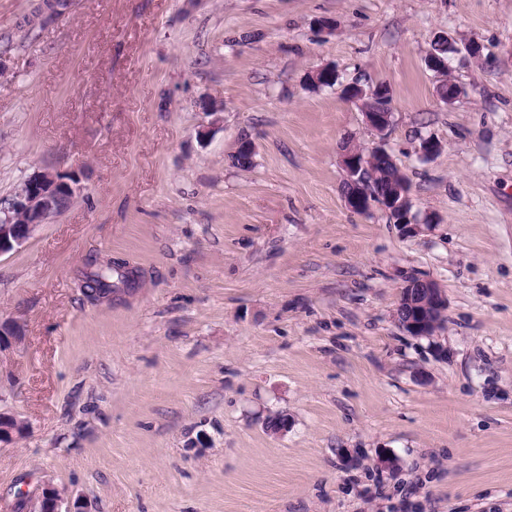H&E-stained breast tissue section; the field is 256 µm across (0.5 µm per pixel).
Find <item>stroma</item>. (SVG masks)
Masks as SVG:
<instances>
[{
  "label": "stroma",
  "mask_w": 512,
  "mask_h": 512,
  "mask_svg": "<svg viewBox=\"0 0 512 512\" xmlns=\"http://www.w3.org/2000/svg\"><path fill=\"white\" fill-rule=\"evenodd\" d=\"M33 7L0 0V197L81 179L0 256L24 331L0 411L25 425L0 512L47 483L93 512H512V0H76L28 37ZM355 79L388 87L385 139ZM380 140L418 235L345 205L343 147ZM94 258L135 286L88 300ZM411 275L447 301L430 338L396 319Z\"/></svg>",
  "instance_id": "35a3bbf8"
}]
</instances>
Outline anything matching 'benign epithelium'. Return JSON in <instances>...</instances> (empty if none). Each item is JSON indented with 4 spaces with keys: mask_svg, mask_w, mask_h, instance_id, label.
Returning <instances> with one entry per match:
<instances>
[{
    "mask_svg": "<svg viewBox=\"0 0 512 512\" xmlns=\"http://www.w3.org/2000/svg\"><path fill=\"white\" fill-rule=\"evenodd\" d=\"M72 0H38L34 12L46 24L69 14ZM379 92L383 97L389 93L382 85L368 90L355 83L348 89L353 102ZM392 105L385 112H365L364 121L379 135H385L392 123ZM341 164L354 191L345 194V204L355 212H369L380 206L392 215L395 224L408 235H416L421 225L415 223L411 215L410 190L399 187L388 197L373 201L361 189L360 178L364 170L362 158L347 149L341 155ZM77 192V181L65 179L49 171H38L22 181L9 195V205L0 207V256L21 248L33 235L36 228L55 215L56 201L63 197H73ZM446 299L440 286L431 278L415 277L407 281L405 292L396 309L399 325L411 336H432L439 321L432 319L434 312H444ZM24 424L15 416L0 412V443H10L23 434ZM61 493L47 486L42 489L38 512H61Z\"/></svg>",
    "mask_w": 512,
    "mask_h": 512,
    "instance_id": "7a95c632",
    "label": "benign epithelium"
}]
</instances>
